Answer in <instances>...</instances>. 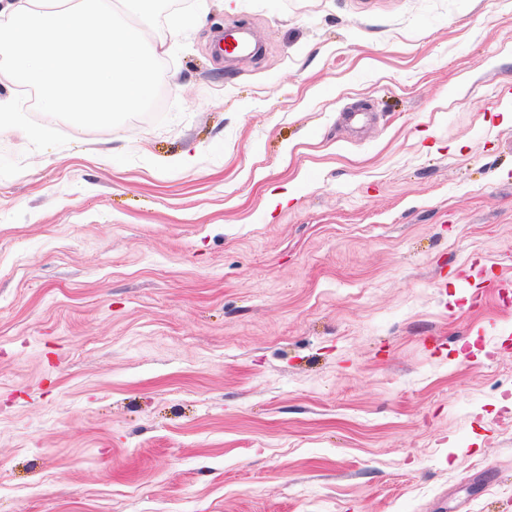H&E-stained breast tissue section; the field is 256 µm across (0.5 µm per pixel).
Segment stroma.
Instances as JSON below:
<instances>
[{
    "mask_svg": "<svg viewBox=\"0 0 512 512\" xmlns=\"http://www.w3.org/2000/svg\"><path fill=\"white\" fill-rule=\"evenodd\" d=\"M143 33L154 115L0 131V512H512V0Z\"/></svg>",
    "mask_w": 512,
    "mask_h": 512,
    "instance_id": "obj_1",
    "label": "stroma"
}]
</instances>
